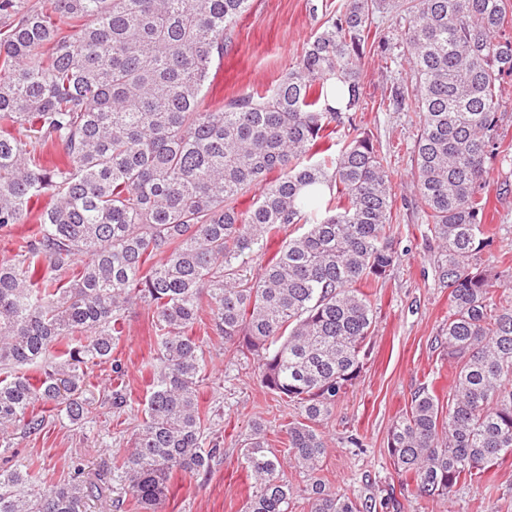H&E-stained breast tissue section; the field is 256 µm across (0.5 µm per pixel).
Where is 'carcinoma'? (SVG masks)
I'll list each match as a JSON object with an SVG mask.
<instances>
[{
  "mask_svg": "<svg viewBox=\"0 0 512 512\" xmlns=\"http://www.w3.org/2000/svg\"><path fill=\"white\" fill-rule=\"evenodd\" d=\"M384 0H347L273 88L210 108L205 83L249 0H0V231L32 233L0 260V427L34 435L39 407L82 427L80 393L111 364L126 311L154 310L160 364L145 418L109 480L141 512H164L167 480L198 474L223 449L205 442L198 387L206 371L192 329L257 356L261 383L288 399L290 462L309 475L329 416L368 356L376 310L366 289L399 260L395 192L370 135L355 123L374 14ZM410 82L389 106L413 112L416 193L440 249L452 368L448 402L422 386L393 422L387 451L418 497L447 498L512 457V287L482 266L487 158L499 81L512 75V0H400ZM347 99L345 108L331 106ZM344 141L339 152L332 148ZM257 189L249 209L239 197ZM293 235L242 274L285 227ZM37 365L33 380L20 368ZM242 465L255 478L245 512H289L282 460L259 426ZM33 463L0 469V512H82L105 485L76 464L41 488ZM310 512L376 505L312 483ZM288 237V230L269 240L265 253H249L244 258V274L255 276L260 267L278 251L281 240Z\"/></svg>",
  "mask_w": 512,
  "mask_h": 512,
  "instance_id": "obj_1",
  "label": "carcinoma"
}]
</instances>
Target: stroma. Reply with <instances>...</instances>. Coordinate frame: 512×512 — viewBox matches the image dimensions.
Listing matches in <instances>:
<instances>
[{
    "label": "stroma",
    "instance_id": "stroma-1",
    "mask_svg": "<svg viewBox=\"0 0 512 512\" xmlns=\"http://www.w3.org/2000/svg\"><path fill=\"white\" fill-rule=\"evenodd\" d=\"M310 3L251 0L223 58L213 64L207 104L226 101L249 87L274 85L326 20L324 13L310 11ZM374 24L386 37L388 48L372 49L362 61L365 98L354 118L387 157L396 192L393 234L401 259L374 290L376 327L369 342L370 356L332 414L318 426L327 444L319 470L311 478L293 465L285 467L294 491L292 512H308L315 478L329 491L361 500L395 495L402 512H512V457L493 466L482 485L434 502L405 496V479L387 454L389 428L413 392L427 384L440 396L448 390V358L436 342L448 319V286L439 276L438 249L427 234L414 188L416 118L410 112L381 107L392 87L406 80L401 62L405 16L391 7L376 13ZM487 167L491 198L487 221L497 228L493 249L512 255V156L488 159ZM154 321L152 310L140 306L125 314L114 355L124 368L127 407L116 411L111 406L112 371L106 364L93 369L83 390L95 416L93 423L79 428L48 410L40 433L15 432L12 442L19 459L40 464L46 484L68 479L77 462L92 474L110 469L131 448L144 416L151 366L158 353ZM193 334L202 341L207 360L206 379L199 389L205 433L220 442L224 454L212 461L206 473L174 472L165 510L244 512L253 486L241 465L244 439L254 422H261L270 448L287 457L285 429L297 411L262 385L257 359L236 354L231 344L212 333L208 322L195 324ZM353 434L359 435L362 447L349 444Z\"/></svg>",
    "mask_w": 512,
    "mask_h": 512
}]
</instances>
